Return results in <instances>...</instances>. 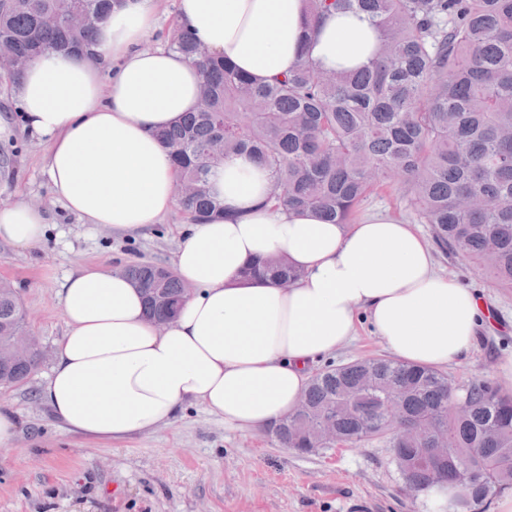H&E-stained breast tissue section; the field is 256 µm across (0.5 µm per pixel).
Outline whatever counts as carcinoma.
Segmentation results:
<instances>
[{
    "mask_svg": "<svg viewBox=\"0 0 512 512\" xmlns=\"http://www.w3.org/2000/svg\"><path fill=\"white\" fill-rule=\"evenodd\" d=\"M114 0H0V54L35 59L51 49L89 51ZM305 38L332 12L365 15L378 33L375 58L350 71L306 60L283 79L258 81L213 56L174 27L167 47L202 73L198 109L158 133L173 156L180 208L193 224L228 210L208 185L211 166L248 153L270 173L267 202L309 209L350 224L385 180L407 191L410 208L431 225L435 243L512 289V0H305ZM146 313H177L187 295L162 263L125 267ZM245 281L287 287L300 273L269 258L241 271ZM23 304L0 286V347ZM42 360L0 362V385L26 381ZM398 406L383 430L406 488L439 482L462 489L455 512H481L512 489V393L490 379L450 391L441 372L391 358L327 366L312 375L301 420L282 418L270 435L301 453L356 444L381 433L383 409ZM424 448H446L443 463Z\"/></svg>",
    "mask_w": 512,
    "mask_h": 512,
    "instance_id": "1",
    "label": "carcinoma"
}]
</instances>
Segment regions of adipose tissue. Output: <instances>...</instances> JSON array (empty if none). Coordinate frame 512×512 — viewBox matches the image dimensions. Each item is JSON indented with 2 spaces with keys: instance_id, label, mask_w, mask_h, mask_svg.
I'll return each instance as SVG.
<instances>
[{
  "instance_id": "ef3b65f1",
  "label": "adipose tissue",
  "mask_w": 512,
  "mask_h": 512,
  "mask_svg": "<svg viewBox=\"0 0 512 512\" xmlns=\"http://www.w3.org/2000/svg\"><path fill=\"white\" fill-rule=\"evenodd\" d=\"M157 11L158 0H116L94 55L46 51L14 85L24 127L46 145L53 198L118 234L149 229L176 205L172 157L156 133L199 102L200 70L172 49L145 46ZM303 13L304 0H177L175 21L261 80L306 57L337 71L375 56L371 22L336 12L301 49ZM208 182L231 215L191 225L182 238L172 268L191 293L167 325L148 318L119 268L82 264L63 278L65 331L40 396L72 431L122 440L197 405L228 432L263 435L363 315L406 364L438 370L474 349L484 303L436 271L413 225L382 214L331 224L311 210L273 209L267 170L245 155L212 166ZM47 224L39 206L0 204V243L36 246ZM269 256L299 279L284 288L240 278L247 263Z\"/></svg>"
}]
</instances>
